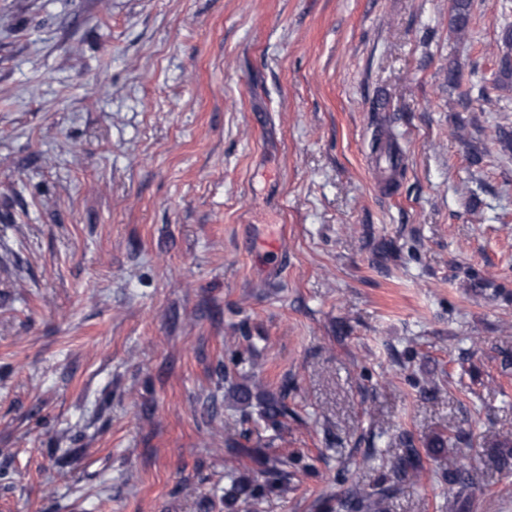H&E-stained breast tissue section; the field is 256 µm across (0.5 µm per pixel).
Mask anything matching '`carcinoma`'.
Masks as SVG:
<instances>
[{"label":"carcinoma","instance_id":"1","mask_svg":"<svg viewBox=\"0 0 512 512\" xmlns=\"http://www.w3.org/2000/svg\"><path fill=\"white\" fill-rule=\"evenodd\" d=\"M474 0H451L449 8V28L458 37L466 36ZM512 86V55L504 54L494 73L491 85L480 89L483 98L490 96V91L509 88ZM245 359L232 354L229 363L224 365V380L239 378L232 384L233 396L240 410V422L246 423L252 420L249 408L252 406L253 393L248 385L250 375L244 371ZM288 388H283L277 398H265L260 403L259 418L264 422L265 428L272 430L275 437H280L283 420L288 418V405L285 402ZM402 454L394 461L392 473L393 484L380 483L369 493H361L349 490L343 495L325 497L319 501V508L323 512H372V509L389 497L396 486L412 484L420 476L424 469L423 459L416 447L411 434L404 432L400 436ZM228 451L239 455H254L258 465L259 474L252 479H241L235 476L229 468L224 469V505L234 506L238 501L257 502L285 492L288 489L290 472L288 467L298 463L295 458L287 459L270 456L242 444L238 440L228 439ZM448 484L456 487L452 500L448 501V512H469L471 508V495L469 489L473 482L471 467L461 466L457 470L448 473Z\"/></svg>","mask_w":512,"mask_h":512}]
</instances>
